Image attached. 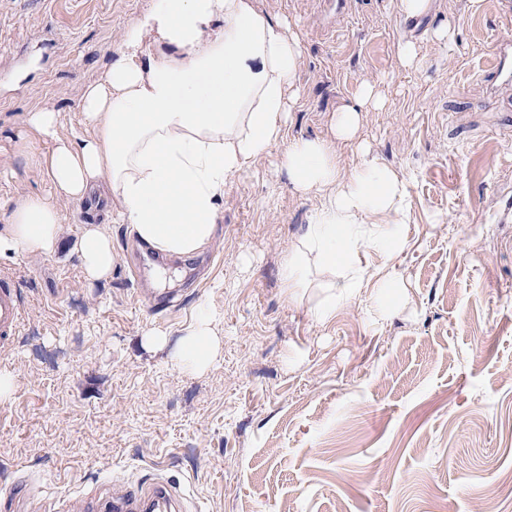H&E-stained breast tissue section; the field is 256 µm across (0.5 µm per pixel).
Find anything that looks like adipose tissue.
I'll list each match as a JSON object with an SVG mask.
<instances>
[{"instance_id": "adipose-tissue-1", "label": "adipose tissue", "mask_w": 512, "mask_h": 512, "mask_svg": "<svg viewBox=\"0 0 512 512\" xmlns=\"http://www.w3.org/2000/svg\"><path fill=\"white\" fill-rule=\"evenodd\" d=\"M301 53L299 38L253 0H156L126 28L102 79L84 89L86 134H61L56 112L29 114L33 133L52 142L44 170L55 196L17 198L0 257L53 253L56 198L79 203L98 190L158 255L204 251L227 182L283 137ZM285 164L298 192L326 194L282 264L289 299L303 300L318 268L326 280L313 314L331 321L373 285L362 262L369 254L385 270L374 285L403 295L390 266L407 247L405 179L374 157L341 175L335 147L316 139L290 143ZM77 251L88 279L111 274L112 239L100 226H85Z\"/></svg>"}]
</instances>
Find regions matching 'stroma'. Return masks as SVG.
I'll return each mask as SVG.
<instances>
[{
	"mask_svg": "<svg viewBox=\"0 0 512 512\" xmlns=\"http://www.w3.org/2000/svg\"><path fill=\"white\" fill-rule=\"evenodd\" d=\"M396 2L254 0L300 38L299 93L281 141L225 186L201 254L137 277L127 225L61 199L56 252L0 258L22 312L0 347V485L20 482L22 512H96L154 473L195 512H512V86L483 88L512 6L430 0L408 19ZM153 3L0 0V228L19 195L54 194L29 113L83 132V88ZM365 82L381 105L339 165L369 155L406 178V292L321 323L280 270L325 194L296 191L283 155L335 141ZM91 220L116 255L95 284L76 252ZM203 312L218 355L194 369L176 354Z\"/></svg>",
	"mask_w": 512,
	"mask_h": 512,
	"instance_id": "obj_1",
	"label": "stroma"
}]
</instances>
